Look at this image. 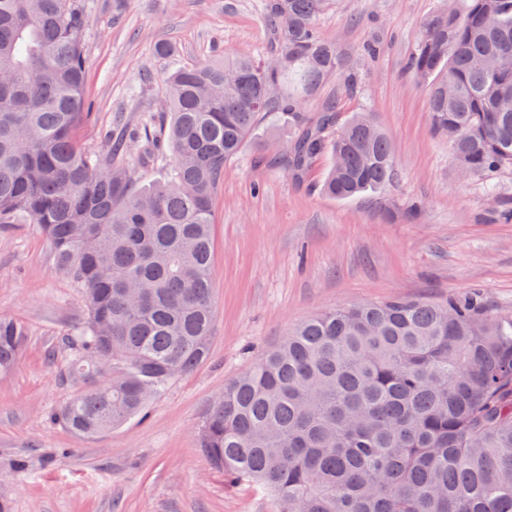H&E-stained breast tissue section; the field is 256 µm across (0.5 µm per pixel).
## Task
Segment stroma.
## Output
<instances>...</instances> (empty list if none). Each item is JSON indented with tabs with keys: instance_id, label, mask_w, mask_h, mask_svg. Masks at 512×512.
Instances as JSON below:
<instances>
[{
	"instance_id": "stroma-1",
	"label": "stroma",
	"mask_w": 512,
	"mask_h": 512,
	"mask_svg": "<svg viewBox=\"0 0 512 512\" xmlns=\"http://www.w3.org/2000/svg\"><path fill=\"white\" fill-rule=\"evenodd\" d=\"M88 24L82 145L108 153L113 132L164 112L165 76L219 55H270L264 0H83ZM443 0H332L319 21L343 58L324 96L338 123L374 113L397 161L391 186L339 200L320 186L331 155L300 175L259 164L285 146L266 119L224 166L213 199L216 323L207 360L150 400L144 418L76 439L50 411L78 384L64 335L85 317L79 288L58 271L36 225L0 230V315L22 321L19 366L0 376V502L8 512H273L259 487L232 484L197 445L207 404L309 315L387 299L441 301L473 289L512 314V171L490 195L462 175L451 141L430 125L425 89L407 68L422 20ZM174 52L156 55L157 42ZM377 44L368 55V44ZM352 86H345L344 77ZM26 467L17 472L16 460Z\"/></svg>"
}]
</instances>
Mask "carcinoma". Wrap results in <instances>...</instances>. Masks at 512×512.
<instances>
[{"mask_svg": "<svg viewBox=\"0 0 512 512\" xmlns=\"http://www.w3.org/2000/svg\"><path fill=\"white\" fill-rule=\"evenodd\" d=\"M332 0H266L279 66L237 53L164 80L167 117L112 142L80 144L88 23L82 0H0V229L35 224L57 269L82 288L67 334L84 381L49 419L78 438L141 416L209 354L214 324L212 202L224 165L269 116L288 125L271 167L299 174L328 152L323 190L385 189L396 160L370 112L340 129L320 98L340 74L319 18ZM409 68L434 131L461 172L512 168V0H448L422 22ZM321 99L316 119L304 105ZM162 149L166 179L140 189L132 144ZM25 326L0 317V375ZM211 467L263 486L275 512H512V315L471 293L317 312L211 401L198 428Z\"/></svg>", "mask_w": 512, "mask_h": 512, "instance_id": "cac0c4a2", "label": "carcinoma"}]
</instances>
